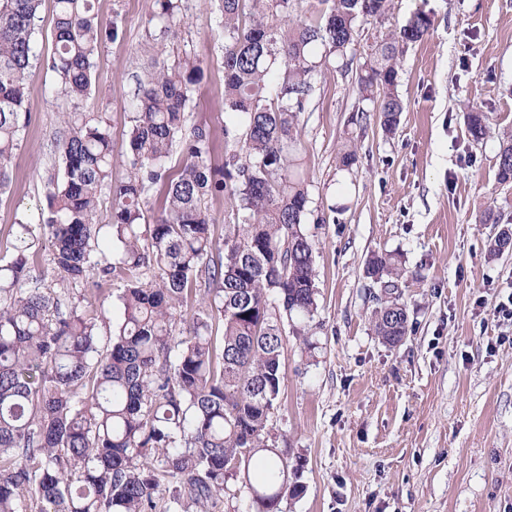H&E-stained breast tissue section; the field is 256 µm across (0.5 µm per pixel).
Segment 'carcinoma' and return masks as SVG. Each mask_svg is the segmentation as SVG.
I'll return each instance as SVG.
<instances>
[{
	"label": "carcinoma",
	"mask_w": 512,
	"mask_h": 512,
	"mask_svg": "<svg viewBox=\"0 0 512 512\" xmlns=\"http://www.w3.org/2000/svg\"><path fill=\"white\" fill-rule=\"evenodd\" d=\"M305 2L301 15L298 0H218L228 122L217 166L210 130L188 125L185 112L202 62L167 58L183 4L154 0L156 50L137 79L128 174L112 190L111 239L101 241L95 218L112 132L101 114L77 111L91 92L101 28L92 0H53L47 65L75 111L62 115V175L49 179L41 222H17L12 259L0 264V512H215L240 474L245 512H281L283 499L304 494L297 458L269 444L286 326L309 348L317 311L305 224L323 217L311 209L299 115L319 75L353 64L357 21L383 19L390 0ZM41 5L0 0V197L29 122ZM433 26L430 14L413 13L357 68L362 97H378L385 134L403 112L398 56ZM466 128L483 140L487 115L467 113ZM496 179L512 181V137ZM152 197L160 215L149 223ZM214 197L233 215L221 243L205 208ZM40 239L56 290L35 274ZM365 275L379 288L374 332L398 347L409 331L399 293L406 269L375 255ZM117 279L126 283L123 320L103 345L102 284Z\"/></svg>",
	"instance_id": "obj_1"
}]
</instances>
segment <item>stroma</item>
Segmentation results:
<instances>
[{
    "mask_svg": "<svg viewBox=\"0 0 512 512\" xmlns=\"http://www.w3.org/2000/svg\"><path fill=\"white\" fill-rule=\"evenodd\" d=\"M167 41L170 59L197 54L204 79L188 121L209 126L224 159V31L217 0H185ZM103 36L81 111L111 126L112 183L126 178L136 76L152 44L153 0H94ZM434 27L400 56L404 110L385 136L355 72H328L299 117V138L323 223L307 224L315 257L319 326L311 349L283 347L284 385L271 419L279 448L303 464L305 485L282 512H512V253L489 256L486 212L512 222V184L496 180L502 132H512V0H393L384 22H359L348 54L364 58L382 34L414 12ZM30 80V122L0 199V262L13 226L39 223L47 181L60 169L62 113L45 58L52 50L53 0H43ZM478 110L491 131L469 137ZM355 141L357 161L337 152ZM401 256L409 332L392 348L375 335L368 259Z\"/></svg>",
    "mask_w": 512,
    "mask_h": 512,
    "instance_id": "1",
    "label": "stroma"
}]
</instances>
